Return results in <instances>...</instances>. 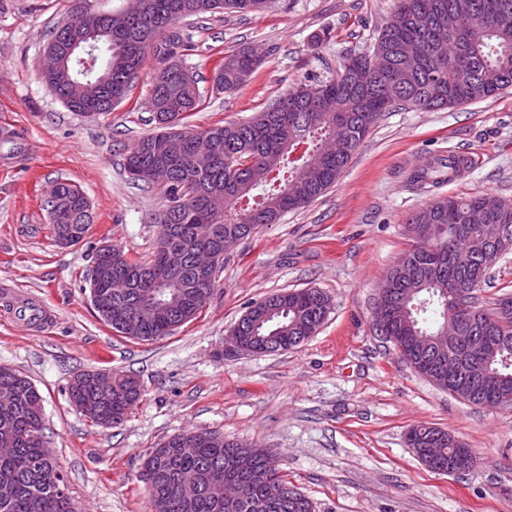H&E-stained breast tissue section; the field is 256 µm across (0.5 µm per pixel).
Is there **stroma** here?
Wrapping results in <instances>:
<instances>
[{
  "label": "stroma",
  "instance_id": "35a3bbf8",
  "mask_svg": "<svg viewBox=\"0 0 512 512\" xmlns=\"http://www.w3.org/2000/svg\"><path fill=\"white\" fill-rule=\"evenodd\" d=\"M69 0H0V282L47 306L46 330L25 328L0 295V365L29 377L44 398L46 435L79 512H150L139 480L151 448L185 430L277 451L281 469L315 512H512V410L460 401L416 374L378 336L372 312L380 278L407 246L408 216L439 196L492 193L512 200V88L436 111L387 112L335 185L303 209L263 227L224 256L212 298L173 334L143 342L96 314L89 277L108 243L148 258L159 235L149 217L162 199L134 184L125 151L153 132L145 95L153 64L130 100L109 115L69 111L43 85L37 63L46 32L68 20ZM394 0H275L263 13L197 20L187 64L210 90L225 51L261 56L233 94L212 93L188 129L243 121L306 74L338 70L372 49ZM465 155L473 168L434 189L411 181L427 155ZM68 180L85 192L92 223L83 241L55 245L41 201ZM318 288L332 299L320 331L271 355L224 358V338L261 299ZM137 377L143 395L126 420L105 428L69 402L86 370ZM448 430L471 448L475 470H429L406 443L414 426Z\"/></svg>",
  "mask_w": 512,
  "mask_h": 512
}]
</instances>
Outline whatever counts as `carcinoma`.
<instances>
[{
    "mask_svg": "<svg viewBox=\"0 0 512 512\" xmlns=\"http://www.w3.org/2000/svg\"><path fill=\"white\" fill-rule=\"evenodd\" d=\"M145 11L135 14L127 27L116 30L110 18L95 10L88 23L98 33L97 54L105 57L89 69L81 81L75 73L84 70L78 62L68 64L51 79L43 80L60 101L73 102V112L107 115L114 99L132 98L137 78L148 57L168 71L161 93L149 84L147 97H160L152 113L155 131L138 139L127 151L123 168L132 157L151 160L167 169L166 177L145 186L159 190L163 204L149 218L161 225L150 260L128 257L111 245L100 246L94 264L112 262L114 287L105 289L111 313L97 310L116 332L133 339L151 341L171 334L196 318L211 297L216 274L224 263L219 256L214 269L202 277L193 267L191 253L199 243L201 227L212 242L223 245L247 238L266 224L306 207L336 183L351 156L384 112L399 106L442 109L448 101L472 103L512 87V0H473L498 7L489 26L479 35L448 31L449 5L457 0H396L395 12L402 23L382 27L373 51L379 55L372 70L377 82L367 89L341 74L348 71L345 58L336 75L307 77L277 96L274 102L247 121L216 125L200 132L185 127L194 112L205 108L206 94L186 65L199 50L179 27L182 20L223 12H253L271 7L272 0H143ZM260 58L248 44H238L224 53L213 88L233 94L253 77ZM294 139L307 145L305 155L292 160L284 144ZM263 165L269 174V189L256 193L250 168ZM472 166L465 157H431L416 171L420 183H447ZM51 193L59 207L69 213L70 223L87 233L91 220L80 200L85 197L76 184L56 181ZM512 202L490 193L468 197H439L414 212L410 224H436L438 232L428 244L413 242L401 256L415 259L416 278L403 283L396 294L406 299L407 318L392 321L387 336L438 335L445 317L454 313L456 301L448 295V283L466 276L456 265L450 242L466 234L468 250L477 255L482 241L477 225L469 218L477 209L509 208ZM158 269L167 279L166 292L173 297L172 310L162 323L125 324L129 309L142 304L144 289L126 278L140 269ZM331 310L329 295L312 288L305 294L282 298L276 294L254 303L238 321L242 335L254 338V346L301 345L298 336L310 327L317 312ZM496 355L481 361L486 371L511 377L499 384L505 397L512 396V324L501 333ZM12 385L16 396L9 408L0 407V436L15 437V452L0 458V512H78L69 497L58 462L39 464L41 438L45 436L43 397L20 372L0 366V388ZM82 414L94 424L100 418L125 420L142 396L139 380L112 374V387L91 385L77 389ZM433 427L418 425L407 441L414 452L433 447ZM264 448L252 442H230L224 435L207 431L188 442L171 436L152 449L140 474L146 485L151 512H313L312 503L276 467L265 470ZM229 475L233 484H250L244 500L214 498L209 485Z\"/></svg>",
    "mask_w": 512,
    "mask_h": 512,
    "instance_id": "1",
    "label": "carcinoma"
}]
</instances>
